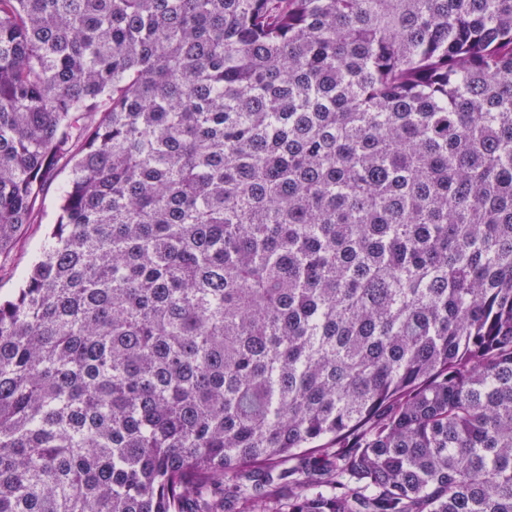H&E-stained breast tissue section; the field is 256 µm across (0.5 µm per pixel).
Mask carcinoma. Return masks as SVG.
I'll use <instances>...</instances> for the list:
<instances>
[{
	"label": "carcinoma",
	"instance_id": "obj_1",
	"mask_svg": "<svg viewBox=\"0 0 512 512\" xmlns=\"http://www.w3.org/2000/svg\"><path fill=\"white\" fill-rule=\"evenodd\" d=\"M61 161L0 512H512V0H0V252Z\"/></svg>",
	"mask_w": 512,
	"mask_h": 512
}]
</instances>
